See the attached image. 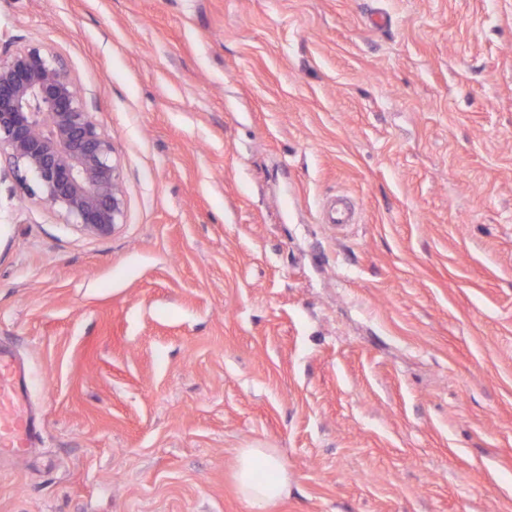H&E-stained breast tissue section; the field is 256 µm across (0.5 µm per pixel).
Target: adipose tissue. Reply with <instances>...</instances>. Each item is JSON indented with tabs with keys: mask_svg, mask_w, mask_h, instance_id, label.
Here are the masks:
<instances>
[{
	"mask_svg": "<svg viewBox=\"0 0 512 512\" xmlns=\"http://www.w3.org/2000/svg\"><path fill=\"white\" fill-rule=\"evenodd\" d=\"M233 477L239 496L254 512H266L288 491V470L271 448L239 449Z\"/></svg>",
	"mask_w": 512,
	"mask_h": 512,
	"instance_id": "adipose-tissue-1",
	"label": "adipose tissue"
}]
</instances>
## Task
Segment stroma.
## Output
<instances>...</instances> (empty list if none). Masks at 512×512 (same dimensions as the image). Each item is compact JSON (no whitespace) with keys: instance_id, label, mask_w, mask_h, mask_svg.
<instances>
[{"instance_id":"35a3bbf8","label":"stroma","mask_w":512,"mask_h":512,"mask_svg":"<svg viewBox=\"0 0 512 512\" xmlns=\"http://www.w3.org/2000/svg\"><path fill=\"white\" fill-rule=\"evenodd\" d=\"M67 66L125 216L0 157V345L40 439L0 512H512V0H0ZM345 198L355 220L333 224ZM259 465L269 473L268 478L259 475ZM233 477L239 496L256 512H265L288 492V469L273 448L239 449Z\"/></svg>"}]
</instances>
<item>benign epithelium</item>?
Returning <instances> with one entry per match:
<instances>
[{
	"label": "benign epithelium",
	"mask_w": 512,
	"mask_h": 512,
	"mask_svg": "<svg viewBox=\"0 0 512 512\" xmlns=\"http://www.w3.org/2000/svg\"><path fill=\"white\" fill-rule=\"evenodd\" d=\"M43 204L79 231L112 234L125 195L112 137L88 112L67 67L32 46L0 59V153Z\"/></svg>",
	"instance_id": "7a95c632"
}]
</instances>
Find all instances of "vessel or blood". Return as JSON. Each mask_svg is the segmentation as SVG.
<instances>
[{"mask_svg": "<svg viewBox=\"0 0 512 512\" xmlns=\"http://www.w3.org/2000/svg\"><path fill=\"white\" fill-rule=\"evenodd\" d=\"M42 420L29 404L28 380L13 353L0 349V456L20 458L35 446Z\"/></svg>", "mask_w": 512, "mask_h": 512, "instance_id": "obj_1", "label": "vessel or blood"}]
</instances>
